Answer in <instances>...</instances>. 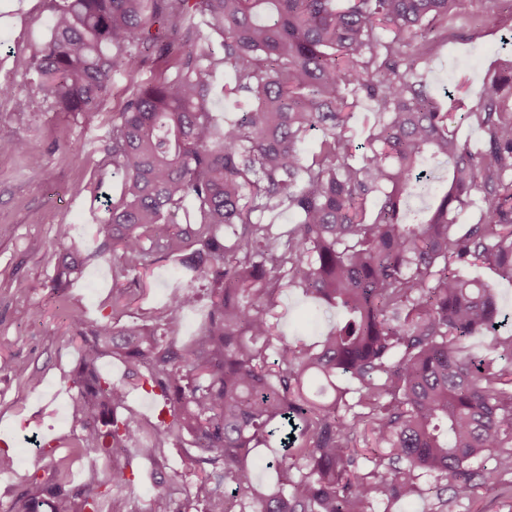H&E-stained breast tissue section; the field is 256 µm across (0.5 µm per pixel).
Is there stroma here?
<instances>
[{
  "instance_id": "1",
  "label": "stroma",
  "mask_w": 512,
  "mask_h": 512,
  "mask_svg": "<svg viewBox=\"0 0 512 512\" xmlns=\"http://www.w3.org/2000/svg\"><path fill=\"white\" fill-rule=\"evenodd\" d=\"M50 0H0V139H24L25 154H0V449L16 454L11 474L0 475V512L30 478L45 473L51 456H62L81 433L70 413L77 393L72 382L81 352L70 324L73 312L89 321L119 325L152 321L171 297L193 284L195 308L183 314L174 334L193 340L209 305L206 280L188 281L172 258L153 259L143 278V293L121 306L112 296L125 279L115 274L112 252L103 250L98 229L109 203L121 192L120 173L109 151L112 114L130 79L117 77L99 111L58 112L31 79L30 62L48 31ZM512 62V0H461L448 23V41L426 64L436 95L463 87L473 107L490 76ZM81 141L83 150L69 145ZM68 242L86 259L83 272L68 287L53 286L60 226ZM278 330L288 341L314 346L335 324L296 288L281 289L274 309ZM25 376H17L16 368ZM38 381L30 387L28 378Z\"/></svg>"
}]
</instances>
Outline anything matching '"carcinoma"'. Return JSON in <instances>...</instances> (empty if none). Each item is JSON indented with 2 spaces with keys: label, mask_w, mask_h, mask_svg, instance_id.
I'll return each instance as SVG.
<instances>
[{
  "label": "carcinoma",
  "mask_w": 512,
  "mask_h": 512,
  "mask_svg": "<svg viewBox=\"0 0 512 512\" xmlns=\"http://www.w3.org/2000/svg\"><path fill=\"white\" fill-rule=\"evenodd\" d=\"M457 2L51 0L50 37L31 69L59 111L95 112L118 75L151 72L130 82L112 117L122 185L104 225L119 274L137 286L151 258L173 257L210 292L201 333L183 345L172 333L196 304L191 291L152 327L72 313V413L81 452L111 461L101 484L135 482L121 450L159 463L187 435L196 480L184 490L181 475L161 478L152 512H389L425 476L442 481L430 512H456L480 489L512 496L502 481L512 475V336L497 335L493 289L462 273L486 265L512 282V68L463 114L484 133L474 153L421 68L448 40ZM220 69L223 97L253 100L222 127L212 114ZM365 102L372 123L360 147L350 121ZM436 159L446 186L409 223L408 198ZM474 193L484 207L460 224ZM285 203L298 223L276 232L264 216ZM83 266L67 249L55 287ZM286 286L343 314L313 348L272 322ZM479 332L491 334L489 356L466 349ZM105 354L131 382L100 375ZM341 377L358 387L337 386ZM137 389L161 397L171 420L144 431L128 406ZM275 435L279 454L260 461L256 449ZM262 463L277 473L272 488L251 481ZM45 508L99 512L63 458L8 512Z\"/></svg>",
  "instance_id": "1"
}]
</instances>
